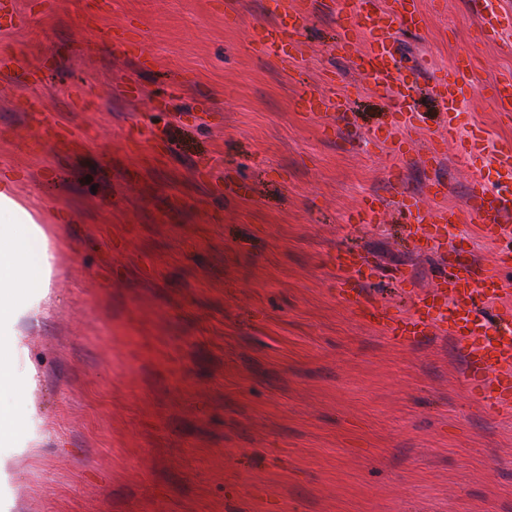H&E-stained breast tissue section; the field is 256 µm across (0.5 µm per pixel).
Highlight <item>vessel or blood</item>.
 <instances>
[{"mask_svg":"<svg viewBox=\"0 0 512 512\" xmlns=\"http://www.w3.org/2000/svg\"><path fill=\"white\" fill-rule=\"evenodd\" d=\"M344 21L340 48L357 57V70L367 77L374 91L390 101L396 129L402 139L394 155H402L411 143L410 132L418 112L419 74L403 72L395 46V30L417 29L419 12L415 0H339ZM306 9L289 15L288 22L260 26L255 42L261 51L279 61L297 58L301 53L300 35ZM504 15L493 0H484L479 13V34L492 40L503 32ZM438 105L447 120L440 137L423 142L421 159L436 166L443 155L444 139L457 136L462 102L475 89L473 70L453 65L436 81ZM493 105L503 114H512V74L494 77L490 83ZM299 101L308 105L311 116L321 114L324 100L316 95L310 81L299 80L295 88ZM470 152L493 154V172L476 176L470 186L465 209L434 207L435 199L446 197L445 183L432 179L423 193L400 192L395 202L380 196L365 200L355 216L356 223L377 224L388 206L400 210L413 224L417 238L436 241L447 237L449 226L469 220L477 223L481 235L496 242L503 235L506 221L512 220V197L488 188L490 179L512 182V144L490 145L477 136L466 138ZM369 264L362 253L343 250L336 254L337 287L344 299L364 306L384 334L395 339L420 340L434 328L446 326L449 337L465 352V378L480 399L495 413L512 411V304L503 301V288L497 269H483L467 260L453 259L437 265L431 290L415 292L407 312L391 313L368 298L363 290Z\"/></svg>","mask_w":512,"mask_h":512,"instance_id":"vessel-or-blood-1","label":"vessel or blood"}]
</instances>
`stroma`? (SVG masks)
Returning <instances> with one entry per match:
<instances>
[{
    "mask_svg": "<svg viewBox=\"0 0 512 512\" xmlns=\"http://www.w3.org/2000/svg\"><path fill=\"white\" fill-rule=\"evenodd\" d=\"M269 2L0 0V173L57 270L19 355L45 435L12 455L8 512H512V419L472 395L463 350L385 335L338 297L334 262L359 249L367 295L409 306L438 254L415 256L395 209L351 214L395 167L464 207L489 158L455 139L436 171L393 156L384 99L336 50V0H311L288 64L253 50ZM421 2L402 68L512 71V29L482 41L480 0ZM299 72L347 111L303 112ZM475 124L512 142L484 90L462 106ZM451 237L495 266L476 225Z\"/></svg>",
    "mask_w": 512,
    "mask_h": 512,
    "instance_id": "obj_1",
    "label": "stroma"
}]
</instances>
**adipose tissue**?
Segmentation results:
<instances>
[{
    "mask_svg": "<svg viewBox=\"0 0 512 512\" xmlns=\"http://www.w3.org/2000/svg\"><path fill=\"white\" fill-rule=\"evenodd\" d=\"M53 260L44 228L16 201L11 177L0 176V448L26 447L43 432L18 354L26 328L48 314Z\"/></svg>",
    "mask_w": 512,
    "mask_h": 512,
    "instance_id": "ef3b65f1",
    "label": "adipose tissue"
}]
</instances>
